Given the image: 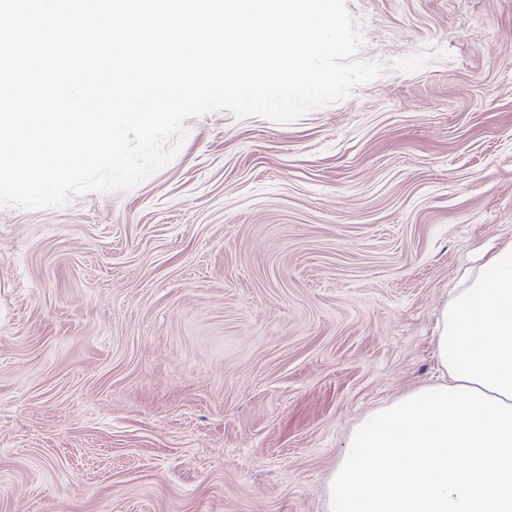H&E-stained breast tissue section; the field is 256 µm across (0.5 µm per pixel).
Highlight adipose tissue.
I'll list each match as a JSON object with an SVG mask.
<instances>
[{
    "instance_id": "adipose-tissue-1",
    "label": "adipose tissue",
    "mask_w": 512,
    "mask_h": 512,
    "mask_svg": "<svg viewBox=\"0 0 512 512\" xmlns=\"http://www.w3.org/2000/svg\"><path fill=\"white\" fill-rule=\"evenodd\" d=\"M435 358L352 429L329 512H512V244L441 309Z\"/></svg>"
}]
</instances>
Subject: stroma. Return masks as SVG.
Listing matches in <instances>:
<instances>
[{"mask_svg": "<svg viewBox=\"0 0 512 512\" xmlns=\"http://www.w3.org/2000/svg\"><path fill=\"white\" fill-rule=\"evenodd\" d=\"M347 7L387 66L347 98L0 207V512H327L352 428L437 382L441 308L512 243V0Z\"/></svg>", "mask_w": 512, "mask_h": 512, "instance_id": "1", "label": "stroma"}]
</instances>
